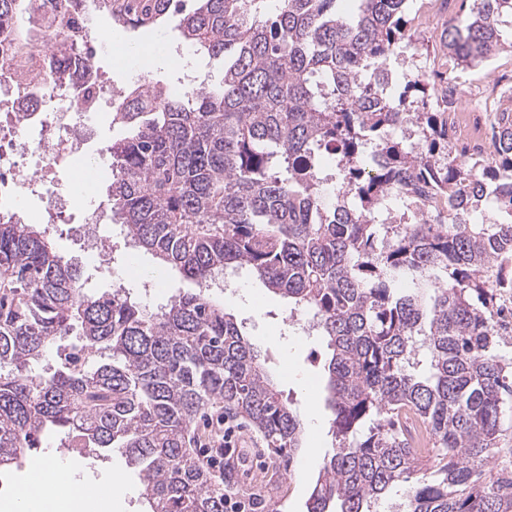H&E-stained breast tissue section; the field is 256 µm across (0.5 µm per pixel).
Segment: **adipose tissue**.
I'll use <instances>...</instances> for the list:
<instances>
[{
	"instance_id": "obj_1",
	"label": "adipose tissue",
	"mask_w": 512,
	"mask_h": 512,
	"mask_svg": "<svg viewBox=\"0 0 512 512\" xmlns=\"http://www.w3.org/2000/svg\"><path fill=\"white\" fill-rule=\"evenodd\" d=\"M124 487L119 477L107 475L80 483L59 461L46 460L20 488L9 512H44L52 501H76L80 512H111L115 498Z\"/></svg>"
}]
</instances>
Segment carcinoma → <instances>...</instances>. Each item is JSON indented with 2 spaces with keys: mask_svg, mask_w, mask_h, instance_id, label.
Returning <instances> with one entry per match:
<instances>
[{
  "mask_svg": "<svg viewBox=\"0 0 512 512\" xmlns=\"http://www.w3.org/2000/svg\"><path fill=\"white\" fill-rule=\"evenodd\" d=\"M129 31L178 19L184 44L228 57L222 79L184 96L157 82L125 90L112 124L106 204L161 274L193 288L150 313L124 286L89 295L46 229L0 221V470L38 438L117 449L138 469L147 512H224V486L189 447L213 404L263 436L293 467L300 412L285 400L233 314L211 296L245 268L312 316L327 340L326 400L336 448L307 512H377L391 489L401 512H512V475L479 482L512 429V356L496 331L512 278V111L496 115L487 160L450 155L443 112L415 74L393 97L387 60L405 39L406 0H86ZM444 47L476 68L508 43L512 0H471ZM45 0H0L19 42ZM343 174L336 201L323 163ZM445 199L441 224L423 212ZM395 198L409 214L378 224ZM493 205L507 218L476 223ZM65 336L81 362L33 374Z\"/></svg>",
  "mask_w": 512,
  "mask_h": 512,
  "instance_id": "obj_1",
  "label": "carcinoma"
}]
</instances>
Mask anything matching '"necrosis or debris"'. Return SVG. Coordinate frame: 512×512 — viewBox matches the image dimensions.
Here are the masks:
<instances>
[{"instance_id": "1", "label": "necrosis or debris", "mask_w": 512, "mask_h": 512, "mask_svg": "<svg viewBox=\"0 0 512 512\" xmlns=\"http://www.w3.org/2000/svg\"><path fill=\"white\" fill-rule=\"evenodd\" d=\"M62 24L82 29L84 43L94 54L123 55L119 47L98 36L90 17L78 8L65 18H51L32 30L23 51L13 32L0 30V218L17 224L28 223L29 207L34 202L41 207L43 223H56L74 199L86 203L84 223L107 221L97 197L102 184L100 171L110 165L109 150L104 147L89 155L83 144L94 131L98 104L115 101L118 88L99 78H85L82 61L70 56L55 58L57 66L72 73L69 86L60 88L44 80L24 93L12 80L20 63L40 64L53 58L54 33ZM448 109L449 133L459 141L461 157L489 156L493 107L488 97L452 85L448 88ZM61 167L68 174L62 190L51 179L53 171Z\"/></svg>"}]
</instances>
